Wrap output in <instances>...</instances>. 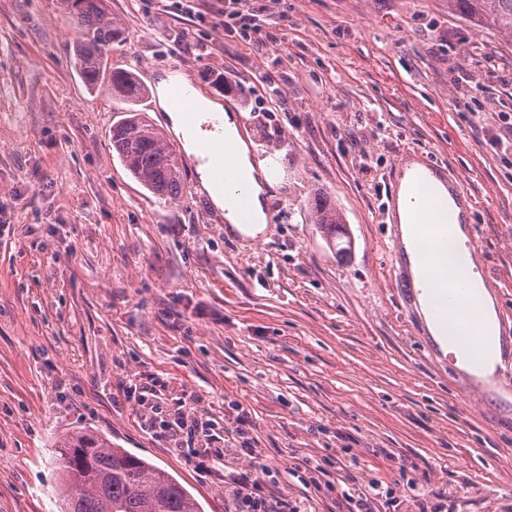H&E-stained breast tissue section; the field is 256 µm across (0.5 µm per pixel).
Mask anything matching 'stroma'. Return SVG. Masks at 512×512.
<instances>
[{"label":"stroma","mask_w":512,"mask_h":512,"mask_svg":"<svg viewBox=\"0 0 512 512\" xmlns=\"http://www.w3.org/2000/svg\"><path fill=\"white\" fill-rule=\"evenodd\" d=\"M106 4L124 30L110 62L144 84L138 107L173 149L167 73L233 103L278 181L255 239L228 234L197 165L179 199L152 195L109 141L123 101L74 69L65 0H0V512H57L53 445L75 429L233 512L154 436L179 411L216 422L226 475L267 468L281 512H348L343 490L374 478L388 512L417 494L512 512V402L464 397L395 285L384 218L401 150L449 166L512 324V46L448 0H256L275 36L259 44L226 0ZM322 201L344 249L313 222ZM132 383L153 397L129 401ZM241 410L252 457L232 449Z\"/></svg>","instance_id":"1"}]
</instances>
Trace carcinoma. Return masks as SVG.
<instances>
[{"mask_svg":"<svg viewBox=\"0 0 512 512\" xmlns=\"http://www.w3.org/2000/svg\"><path fill=\"white\" fill-rule=\"evenodd\" d=\"M77 38L76 65L90 86L109 87L133 104L144 93L136 75L109 65L112 43L123 29L112 20L105 0H67ZM448 6L479 16L512 44V0H448ZM112 149L149 192L175 200L182 193L179 157L145 114L134 109L112 125ZM315 223L327 239L340 234L343 216L327 203L316 205ZM53 461L60 477L61 512H203L195 496L164 469L112 443L106 436L73 431L54 443Z\"/></svg>","mask_w":512,"mask_h":512,"instance_id":"carcinoma-1","label":"carcinoma"}]
</instances>
